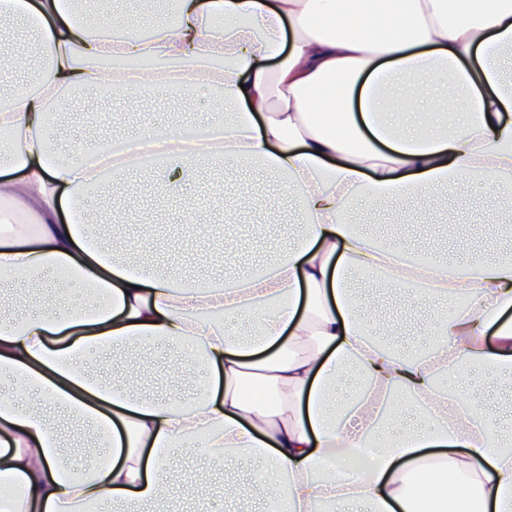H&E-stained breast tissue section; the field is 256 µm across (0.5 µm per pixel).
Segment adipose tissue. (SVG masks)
Masks as SVG:
<instances>
[{"instance_id": "ef3b65f1", "label": "adipose tissue", "mask_w": 512, "mask_h": 512, "mask_svg": "<svg viewBox=\"0 0 512 512\" xmlns=\"http://www.w3.org/2000/svg\"><path fill=\"white\" fill-rule=\"evenodd\" d=\"M76 0H0V29L23 22L48 57L0 67V204L30 218L33 233L0 234V476L23 491L0 512H141L174 485L170 456L198 441L209 456H247L271 502L285 512L364 504L368 512H512V443L491 434L487 408L464 389L436 381L481 368L512 380V260L489 252L444 263L379 244L351 218L358 201L398 204L442 188L480 183L502 190L512 178V81L499 60L512 54V0H176L178 25L150 23L148 35L93 34ZM183 68V86L220 85L235 109L231 125L198 126L192 145L179 131L150 129L136 141L164 140L163 161L136 154L103 175L99 152L56 160L44 114L62 92L104 82L144 99ZM448 76L455 120L402 130L383 93L400 84L405 109L430 105L423 73ZM234 158L278 178L276 206H298L305 233L284 240L259 270L211 283L183 280L123 256L121 244L91 239L87 189L107 190L125 172L149 167L170 194L201 181L212 163ZM58 272L85 293L51 303ZM414 282L435 303L463 297L443 319V344L403 358L367 335L352 274ZM28 303L16 307L12 288ZM257 327L236 335L229 314ZM162 343L197 365L175 377L182 397L147 399L105 381L93 359L127 344ZM361 385L331 401L347 372ZM416 396L433 429L381 443L374 432L396 390ZM81 419L105 452L87 462L66 449L56 422L32 404Z\"/></svg>"}]
</instances>
